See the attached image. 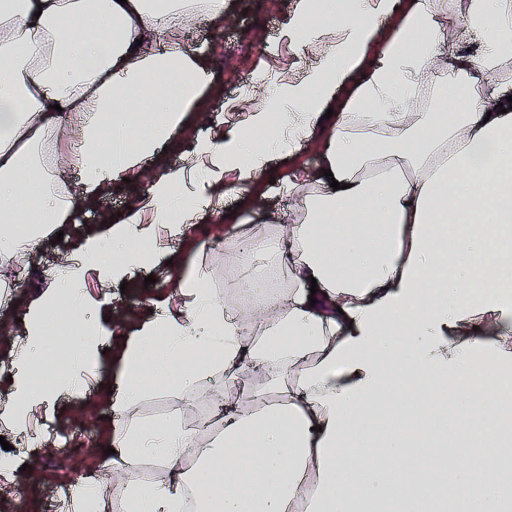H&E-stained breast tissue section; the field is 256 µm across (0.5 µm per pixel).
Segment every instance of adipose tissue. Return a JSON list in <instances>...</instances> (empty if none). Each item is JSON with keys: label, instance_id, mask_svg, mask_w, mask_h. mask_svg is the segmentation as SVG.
<instances>
[{"label": "adipose tissue", "instance_id": "obj_1", "mask_svg": "<svg viewBox=\"0 0 512 512\" xmlns=\"http://www.w3.org/2000/svg\"><path fill=\"white\" fill-rule=\"evenodd\" d=\"M399 3L295 0L292 44H312L314 62L297 80L226 100L228 110L249 104L246 124H214L171 164L160 147L205 111L216 79L184 32L223 25L227 0H0V223L63 224L124 179L144 183L30 300L0 401L11 435L27 436L60 399H81L90 347L115 335L124 512H179L189 486L198 512H371L386 502L425 512L445 478L453 512H512V110L499 109L512 83V0ZM454 21L477 34L475 55H442ZM372 47L379 66L339 99ZM425 88L442 111H420ZM314 141L320 170L283 184L302 222L242 260L246 287L260 288L273 263L291 282L259 335L205 288L200 268L178 275L159 314L109 330L85 324L82 283L106 288L171 256L220 194L239 200L236 220L247 223L251 183ZM65 325L76 329L72 353L36 385ZM216 366L235 405L260 371L289 375L288 399L229 411L189 477L180 460L194 431L141 425L133 408L147 389L189 386ZM146 458L167 479L139 480Z\"/></svg>", "mask_w": 512, "mask_h": 512}]
</instances>
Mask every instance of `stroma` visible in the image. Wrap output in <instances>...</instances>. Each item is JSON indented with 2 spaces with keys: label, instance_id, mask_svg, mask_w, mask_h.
<instances>
[{
  "label": "stroma",
  "instance_id": "obj_1",
  "mask_svg": "<svg viewBox=\"0 0 512 512\" xmlns=\"http://www.w3.org/2000/svg\"><path fill=\"white\" fill-rule=\"evenodd\" d=\"M293 3L294 0H231V13L222 26L186 31L187 41L212 57L220 91L210 97L207 112L196 115L189 129L169 144L164 153L166 160H177L183 151L190 149L194 137L206 132L211 119L221 118L228 126L244 120L245 110L225 111L224 102L243 93L261 62L284 61L293 72L300 64L310 61L309 50L295 52L288 47L284 25ZM320 161V154L310 148L303 149L289 162L271 161L268 178L252 189L251 208L255 220L243 225V233L261 243L279 238L280 225L266 223L264 215L272 207L291 214L295 202L292 197L277 192L278 181L287 178L292 169H317ZM142 191V185L132 184L112 192L100 199L96 210L81 215L77 223L64 225L62 242L53 245L49 240H42L38 249L13 269L5 287H0V302L9 304L12 318L24 316L42 280L49 278L82 236L95 230L98 213H120L130 202L136 201ZM232 224V218L215 217L191 225L186 237L176 245L177 266L203 267L213 296L235 310L243 321L250 322L264 307L239 286L242 265L237 254V239L229 234ZM175 268L162 263L151 272H138L128 279L126 287H112L110 298L105 302L100 299L97 285H89V292L98 301L96 319L117 323L145 316L158 300L170 299L176 283ZM149 275L154 282L148 286L144 280ZM116 359V351L110 349L89 363L84 369L89 381L86 396L77 404L62 403L50 412L46 420L50 438L48 450L11 449L10 454L20 472L15 486L0 491V512H48L52 491L71 488L79 479L93 475L100 477L104 488H111L116 470L104 466L103 461L104 451L112 442L111 392L116 384L101 368ZM223 375V368L218 367L193 386H167L147 391L137 403L134 414L138 421L149 425L172 419L187 426L205 422L209 425L208 435H217L221 428L216 419L224 410V395L214 381Z\"/></svg>",
  "mask_w": 512,
  "mask_h": 512
}]
</instances>
